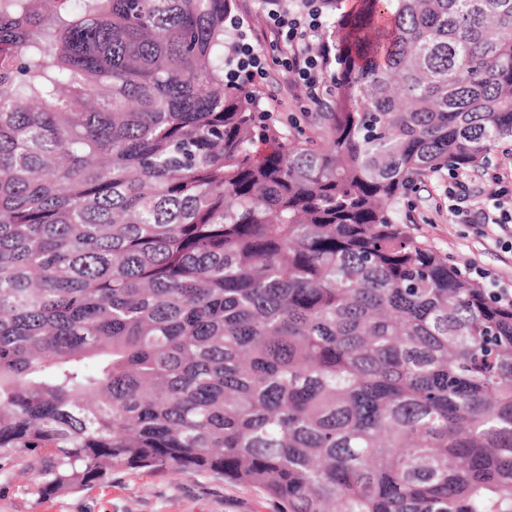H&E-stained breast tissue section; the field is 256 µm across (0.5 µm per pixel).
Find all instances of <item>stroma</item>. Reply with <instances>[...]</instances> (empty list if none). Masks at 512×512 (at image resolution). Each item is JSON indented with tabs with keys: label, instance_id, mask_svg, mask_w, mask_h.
Listing matches in <instances>:
<instances>
[{
	"label": "stroma",
	"instance_id": "obj_1",
	"mask_svg": "<svg viewBox=\"0 0 512 512\" xmlns=\"http://www.w3.org/2000/svg\"><path fill=\"white\" fill-rule=\"evenodd\" d=\"M234 13L248 39L263 49V72L252 87L273 122L287 132L324 140L332 102L330 83H294L283 63L289 47L273 33L264 0H235ZM491 186L480 171L419 176L397 207L411 232L449 258L464 262L489 287L512 289V235L485 223L497 211L486 200ZM468 196V221L448 214L450 195ZM36 454L0 453V512H281L256 488L219 477L167 471L116 470L108 483L63 495L38 492Z\"/></svg>",
	"mask_w": 512,
	"mask_h": 512
}]
</instances>
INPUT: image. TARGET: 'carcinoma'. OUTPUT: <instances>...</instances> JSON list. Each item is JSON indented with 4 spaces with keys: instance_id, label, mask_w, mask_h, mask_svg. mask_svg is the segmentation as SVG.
Instances as JSON below:
<instances>
[{
    "instance_id": "cac0c4a2",
    "label": "carcinoma",
    "mask_w": 512,
    "mask_h": 512,
    "mask_svg": "<svg viewBox=\"0 0 512 512\" xmlns=\"http://www.w3.org/2000/svg\"><path fill=\"white\" fill-rule=\"evenodd\" d=\"M234 0H0V452L286 512H512V302L396 219L512 140V0H356L327 138L224 72Z\"/></svg>"
}]
</instances>
